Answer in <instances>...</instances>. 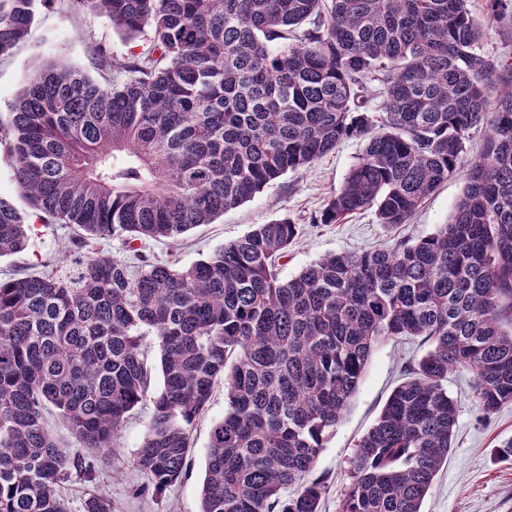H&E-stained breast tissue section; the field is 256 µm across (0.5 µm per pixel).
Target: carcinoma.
I'll return each instance as SVG.
<instances>
[{"instance_id": "cac0c4a2", "label": "carcinoma", "mask_w": 512, "mask_h": 512, "mask_svg": "<svg viewBox=\"0 0 512 512\" xmlns=\"http://www.w3.org/2000/svg\"><path fill=\"white\" fill-rule=\"evenodd\" d=\"M57 2L0 0V57ZM71 2L148 45L122 62L101 48L103 84L50 64L0 123L26 203L0 197V258L28 249L34 218L81 230L61 259L0 280V512H69L54 487L91 470L62 446L52 408L106 452L150 403L134 463L158 491L177 483L221 379L200 512H319L317 459L374 346L403 336L428 349L357 443L340 512H422L452 448L448 372L471 375L486 417L512 402V64L482 52L466 0ZM351 138L363 153L320 223L373 208L380 224H407L460 176L448 222L287 280L278 264L298 234L287 218L187 268L137 248L180 242ZM106 238L136 264L97 250ZM149 335L163 377L153 394ZM83 508L112 503L91 493Z\"/></svg>"}]
</instances>
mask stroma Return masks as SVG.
I'll return each mask as SVG.
<instances>
[{
	"label": "stroma",
	"mask_w": 512,
	"mask_h": 512,
	"mask_svg": "<svg viewBox=\"0 0 512 512\" xmlns=\"http://www.w3.org/2000/svg\"><path fill=\"white\" fill-rule=\"evenodd\" d=\"M466 6L481 24L482 51L499 63L512 64V23L492 16L487 0H466ZM101 44L114 55L123 56L141 51L144 40L126 39L99 11L67 5L41 9L25 41L11 56L0 60V119L7 118L29 75L51 62L64 60L95 73L97 47ZM362 149L361 141L344 140L332 152L288 173L249 202L194 228L180 244L147 240L142 250L156 259L186 267L244 236L256 225L286 217L298 226L297 238L280 271L281 278L288 279L327 254L382 249L398 239L428 235L447 222L463 188L458 177L448 179L429 196L410 223L389 228L379 224L371 210L352 215L342 224L320 223L322 210L341 187ZM72 234L71 228L61 224L40 225L28 250L0 259V270L57 259ZM424 351L416 340L388 339L374 347L350 408L311 473L325 489L321 512H340L352 482L350 460L357 442L372 427L400 382L404 366L417 361ZM447 389L457 406L453 448L423 502L422 512H512V455L501 454L502 444L512 439V403L483 417L469 374L457 370L449 372ZM149 413V406L136 408L109 452L87 453L93 466L91 475L74 472L56 486L69 512H82V503L91 492L107 496L112 512H200L199 490L205 477L209 430L224 415L223 386L215 387L206 410L191 426L193 448L188 476L160 493L142 491L145 477L134 466Z\"/></svg>",
	"instance_id": "35a3bbf8"
}]
</instances>
